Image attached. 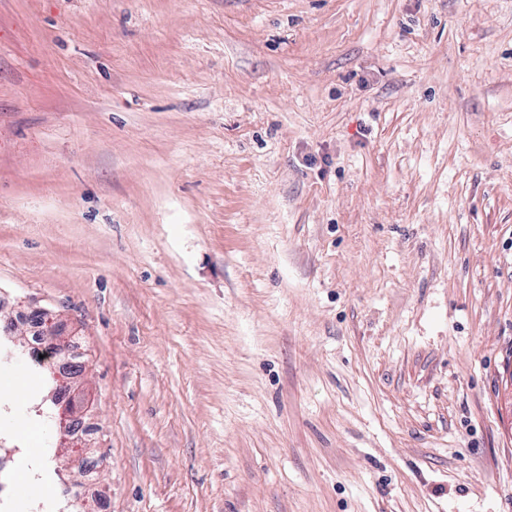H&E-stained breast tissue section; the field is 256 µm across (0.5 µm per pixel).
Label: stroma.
<instances>
[{
	"label": "stroma",
	"instance_id": "obj_1",
	"mask_svg": "<svg viewBox=\"0 0 512 512\" xmlns=\"http://www.w3.org/2000/svg\"><path fill=\"white\" fill-rule=\"evenodd\" d=\"M20 363L73 512H512V0H0Z\"/></svg>",
	"mask_w": 512,
	"mask_h": 512
}]
</instances>
